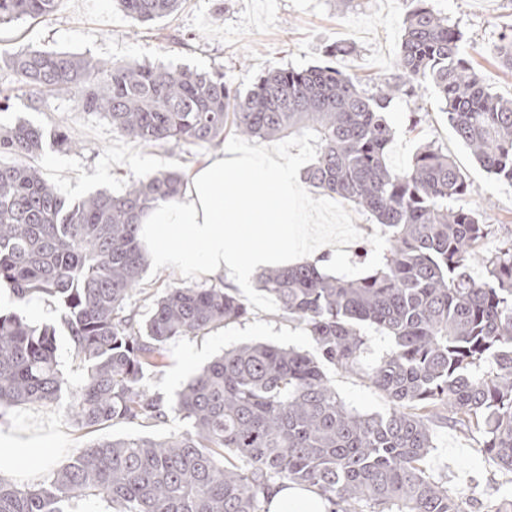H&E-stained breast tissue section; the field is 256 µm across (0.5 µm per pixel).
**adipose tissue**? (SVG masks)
Here are the masks:
<instances>
[{"instance_id":"ef3b65f1","label":"adipose tissue","mask_w":512,"mask_h":512,"mask_svg":"<svg viewBox=\"0 0 512 512\" xmlns=\"http://www.w3.org/2000/svg\"><path fill=\"white\" fill-rule=\"evenodd\" d=\"M300 207L296 171L281 156L232 147L189 173L174 199L140 217L157 266L201 270L244 282L259 269L320 263L318 242L296 246ZM49 444L0 434V466L40 471ZM318 493L274 489L268 512H329Z\"/></svg>"}]
</instances>
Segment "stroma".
Listing matches in <instances>:
<instances>
[{
    "mask_svg": "<svg viewBox=\"0 0 512 512\" xmlns=\"http://www.w3.org/2000/svg\"><path fill=\"white\" fill-rule=\"evenodd\" d=\"M431 4L461 29L463 50L484 83L511 98L512 72L487 57L485 50L512 32V0H431ZM407 11L405 0H350L343 9L336 0H182L173 14L136 25L115 0H58L49 16L22 18L0 28V41L12 50L37 48L104 61L220 70L227 84L243 92L269 69L313 66L323 60L326 46L350 44L353 52L336 56L333 64L340 72L370 84L391 74ZM388 117L396 130L389 151L394 167H406L419 145L436 143L454 159L469 184L464 206L497 227L496 235L485 240L484 251H495L501 240L512 237V185L490 178L455 137L431 84H423L418 97L394 100ZM20 121L44 130L47 140L34 163L70 201L98 190L122 192L132 180L159 171H186L206 156L205 150L195 147L133 141L112 131L102 113L86 111L66 96L44 97L35 108L27 97L12 98L9 109L0 112V126ZM60 128L74 140V147L54 144L52 136ZM224 145L257 146L278 153L299 170L310 161L298 136L258 145L229 132ZM299 195L305 221L312 223L326 248L325 272L357 278L366 275L380 252V237L370 217L353 204L318 194L304 183ZM237 292L251 308L249 318L174 341L168 367L148 381L152 391L174 397L189 376L224 350L244 343L313 351L314 342L307 332L282 319L255 283L238 287ZM326 375L349 408L368 414L389 411L388 400L365 378L331 367ZM1 432L51 440L42 467L48 473L68 464L76 449L91 440L135 436L141 429L132 423L96 431L80 429L62 409L27 405L15 407L0 421ZM426 466L447 478L449 485L471 489L468 512H492L501 499L512 496V480L481 452L473 436L459 429L434 426Z\"/></svg>",
    "mask_w": 512,
    "mask_h": 512,
    "instance_id": "stroma-1",
    "label": "stroma"
}]
</instances>
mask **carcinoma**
Instances as JSON below:
<instances>
[{
    "label": "carcinoma",
    "mask_w": 512,
    "mask_h": 512,
    "mask_svg": "<svg viewBox=\"0 0 512 512\" xmlns=\"http://www.w3.org/2000/svg\"><path fill=\"white\" fill-rule=\"evenodd\" d=\"M134 23L174 13L180 0H116ZM394 72L372 85L323 64L276 68L247 93L224 73L151 62L102 61L0 44L15 90L67 95L102 112L140 143L217 148L224 133L259 143L303 135L313 158L305 181L359 207L386 246L372 273L330 276L300 263L261 272V290L307 331L314 352L245 344L224 352L171 399L146 378L167 366L169 346L242 322L233 289L174 286L142 315L131 298L146 256L137 218L180 194L181 172L133 180L124 192L62 198L31 164L44 130L0 128V294L33 297L60 312L84 373L61 369L53 325L0 312V419L22 405L57 406L80 429L150 428L174 414L190 428L167 437L96 439L36 483L0 476V512H267L283 484L313 489L331 512H465L467 495L431 476L429 421L476 433L481 451L512 475V240L477 248L493 225L457 202L468 184L440 147L420 146L395 169L388 108L397 95L435 89L448 126L491 177L512 185V100L484 84L461 48L463 33L430 0H408ZM56 0H0V26L53 12ZM512 71V36L490 48ZM480 258L485 278L467 268ZM393 338L363 369L364 327ZM359 374L391 403L386 414L348 409L325 366Z\"/></svg>",
    "instance_id": "cac0c4a2"
}]
</instances>
